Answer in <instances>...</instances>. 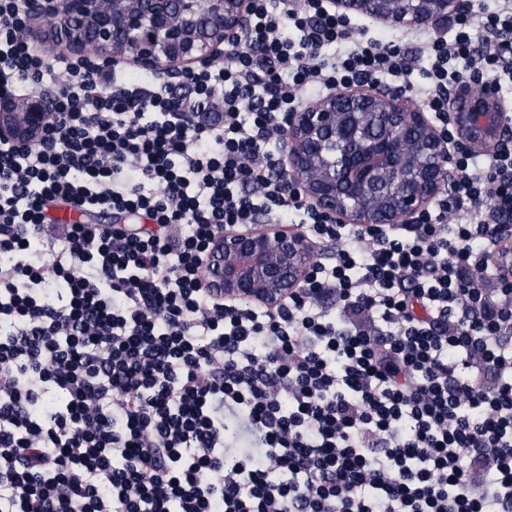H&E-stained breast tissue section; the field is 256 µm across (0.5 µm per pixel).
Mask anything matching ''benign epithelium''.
<instances>
[{
    "label": "benign epithelium",
    "mask_w": 512,
    "mask_h": 512,
    "mask_svg": "<svg viewBox=\"0 0 512 512\" xmlns=\"http://www.w3.org/2000/svg\"><path fill=\"white\" fill-rule=\"evenodd\" d=\"M337 14L395 29L435 27L461 0H332ZM251 0H36L25 38L77 59L181 76L223 57ZM55 112L50 93L0 99V138L41 141ZM445 136L407 94L372 84L335 87L291 113L280 168L309 206L334 224H413L448 193L461 148L491 151L512 120L489 87L465 84L448 101ZM315 246L277 224L224 229L206 259L207 287L226 303L280 307L302 286ZM492 261L512 277V235Z\"/></svg>",
    "instance_id": "benign-epithelium-1"
}]
</instances>
